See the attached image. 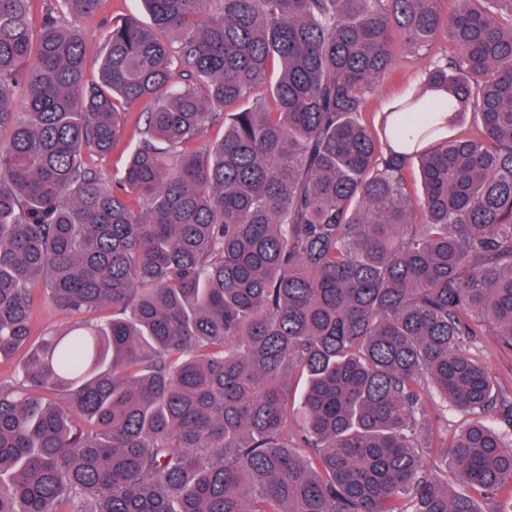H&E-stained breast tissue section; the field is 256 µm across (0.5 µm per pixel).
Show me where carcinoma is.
<instances>
[{
  "label": "carcinoma",
  "instance_id": "cac0c4a2",
  "mask_svg": "<svg viewBox=\"0 0 512 512\" xmlns=\"http://www.w3.org/2000/svg\"><path fill=\"white\" fill-rule=\"evenodd\" d=\"M103 2L50 0L36 26L34 0H0V357L23 352L0 512L512 495V405L490 423L504 400L471 355L485 327L512 347V0H140L90 83ZM401 52L429 64L378 132L363 113ZM141 101L107 180L88 159ZM468 112L480 135H450ZM38 296L81 321L32 335ZM429 388L473 416L439 466Z\"/></svg>",
  "mask_w": 512,
  "mask_h": 512
}]
</instances>
